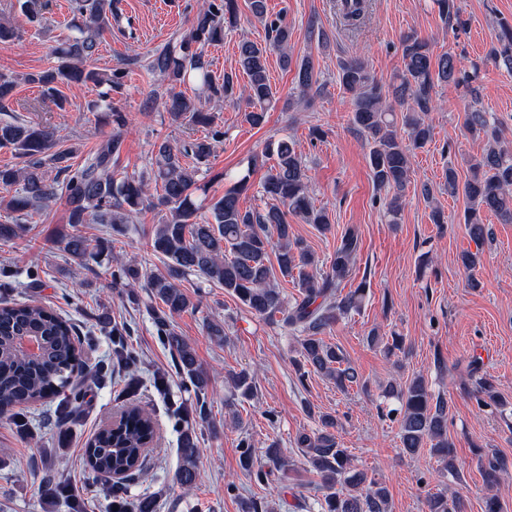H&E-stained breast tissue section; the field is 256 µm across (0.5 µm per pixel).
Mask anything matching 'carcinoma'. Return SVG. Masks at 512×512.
Here are the masks:
<instances>
[{"instance_id": "cac0c4a2", "label": "carcinoma", "mask_w": 512, "mask_h": 512, "mask_svg": "<svg viewBox=\"0 0 512 512\" xmlns=\"http://www.w3.org/2000/svg\"><path fill=\"white\" fill-rule=\"evenodd\" d=\"M114 0H71V30L52 49L54 65L24 77L39 85L45 96L64 108L66 99L60 87L69 83L107 86L99 102L87 106L90 112H109L112 123L126 124L123 113L110 102L111 92L121 88L125 71L115 68L101 71L91 66L98 54L103 33L112 27ZM442 18L463 26L457 0H434ZM336 19L341 27L355 35L366 25L370 0H336ZM252 15L265 22L270 42L261 46L244 41L238 46V65L248 78L246 118L254 127L266 122L275 101V92L267 74V54L273 47L281 52L283 68L290 67L288 54L291 31L280 14L268 11L267 0H249ZM238 0H205L180 41L155 50L149 57L150 72L169 85L162 108L173 124L191 123L210 128L202 138L183 144L163 140L154 144L149 164L132 175L116 170L120 152V132L102 142L84 162L72 163L73 148L59 149L54 132L31 122L0 119V148H9L24 165L0 166V208L7 220L0 223V240L20 238L32 231L27 224L31 212L63 198L69 205L68 223L72 232L53 242L57 250L81 261L112 254V241L87 235L86 224H109L112 232L122 234L135 213L153 208L161 214L151 236L153 252L162 256L164 271L147 274L134 259L116 260L112 282L132 288L147 289L150 299L161 305L153 311L158 336L173 352L179 370L194 388L196 396L206 394L209 377L198 363L195 350L187 339L170 327L169 318L198 304L181 288L188 275L200 276L204 283L224 289L252 314L281 323L301 336L298 368L311 367L333 378L342 390L361 380L356 369L346 363L343 352L325 342L322 334L340 318L356 311L365 297L366 283L342 293L353 274L360 250L359 234L345 230L326 271L315 275L314 253L295 237L287 214L322 233L331 230L327 210L315 206L308 187L306 165L288 136L266 144L263 156L274 160L261 182V192L268 200L263 211L246 205L249 176L235 181L224 196L201 213L194 197L199 189V175L212 154L214 144L224 138V131L209 112L213 99L235 98L234 76L218 78L204 59V48L224 41V28L237 24ZM488 57L512 71V22H500L496 43ZM479 68H468L450 53L433 57L430 43L409 35L401 42V68L395 80L383 88L367 63L350 57L339 61L338 79L352 105V122L369 148L371 177L380 190L391 193L385 202L389 223L396 224L402 197L409 183L411 152L424 147L432 137L425 116L434 108L432 89L437 83L454 87L469 99L465 125L471 135L486 141L484 153L471 163V176L460 181L454 166L445 172L448 194L463 193L468 206L464 213L470 236L480 241L488 234L480 218L490 213L503 224L512 223V150L504 147L501 131L494 118L484 110L479 97ZM296 90L303 97L318 88L314 65L306 57L298 64ZM197 87L195 97H187L179 87ZM405 108L404 129H399L393 105ZM51 164L57 171L52 178L45 170ZM284 278L297 281L299 295L288 304L274 283L273 268ZM126 328L112 327V359L124 367L137 363L124 339ZM24 336H37L42 346L38 355L28 357L17 347ZM83 341L74 324L53 309L34 301L0 304V418H7L25 430L24 412L46 400H55L60 422L77 420L80 404L87 396L84 375ZM227 381L242 399L253 396L255 383L250 372L228 374ZM401 403L399 438L402 452L418 454L426 440L433 441V452L446 459L448 471H455L453 444L448 441L449 402L433 395L421 378L405 386L388 389ZM478 406L487 407L498 400L494 383L481 378L475 389ZM320 428L301 433L295 440L304 457L321 478L323 495L318 512H387L385 487L351 467L348 449L342 447L336 431L337 417L318 416ZM156 438L155 421L138 406L125 408L119 419L106 424L88 441L85 464L93 477L124 474L123 480L109 486L111 506L118 512H153L151 497L131 498L126 482L147 473L146 459ZM240 465L261 483L275 480L276 473L288 471V460L281 455L279 443L268 445L266 456L272 467H254L252 444L241 443ZM181 463L175 473L176 483L185 490L194 488L200 473L198 437L186 427L180 436ZM506 461L491 457L481 465L483 484L497 485ZM44 490L52 498L76 503L71 485L49 474ZM427 512H460L459 502L441 495L426 499Z\"/></svg>"}]
</instances>
